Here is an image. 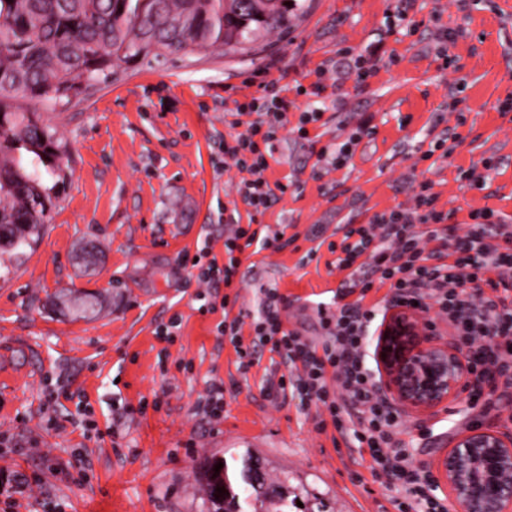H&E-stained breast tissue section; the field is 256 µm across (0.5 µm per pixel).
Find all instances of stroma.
I'll return each mask as SVG.
<instances>
[{
    "label": "stroma",
    "mask_w": 512,
    "mask_h": 512,
    "mask_svg": "<svg viewBox=\"0 0 512 512\" xmlns=\"http://www.w3.org/2000/svg\"><path fill=\"white\" fill-rule=\"evenodd\" d=\"M299 2L289 30L246 49L131 64L44 113L63 140L66 178L39 240L0 254V483L18 471L38 480L16 512H205L216 459L237 486L245 464L266 475L265 501L241 502L242 512H276L287 491L305 512H398L353 435L317 430L315 408L261 394L278 354L263 351L240 373L216 326L258 311L274 288L285 328L321 343V313L335 311L344 278L330 243L343 224L412 208L420 184L448 226L484 209L512 225V112L499 110L512 100V0ZM372 52L378 71L358 79L355 58ZM271 83L288 127L266 177L291 186L262 221L290 242L246 248L237 307L204 312L180 256L206 247L223 258L241 179L223 167L224 145L243 131L239 109ZM307 112L319 118L301 138L293 129ZM348 140L351 159L333 168L331 152ZM86 242L102 251L88 270L75 260ZM64 289L102 296L101 312L54 311ZM173 317L174 336L156 335ZM219 383L214 420L206 398ZM61 387L68 398L47 403ZM402 418L406 456L427 467L472 425L512 432V389ZM108 426L114 437L99 438Z\"/></svg>",
    "instance_id": "35a3bbf8"
}]
</instances>
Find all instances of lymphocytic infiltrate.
Segmentation results:
<instances>
[{
	"label": "lymphocytic infiltrate",
	"instance_id": "lymphocytic-infiltrate-1",
	"mask_svg": "<svg viewBox=\"0 0 512 512\" xmlns=\"http://www.w3.org/2000/svg\"><path fill=\"white\" fill-rule=\"evenodd\" d=\"M278 87L252 99L253 119L245 133L225 144L224 158L242 174L237 193L250 219L264 215L287 192L285 184L271 186L261 143L275 139L288 120ZM428 184H421L411 211L393 210L374 215L368 223L344 225L337 269L347 271L342 283L346 303L322 321L328 339L316 346L296 332L285 330L284 299L267 289L265 300L251 322L242 317L221 321L218 335L227 337L239 359L240 370L261 360L259 349L270 346L288 364L290 374H268L261 392L266 397L297 399L300 407L320 404L331 415L339 434L354 433L360 447L373 459V475L384 476L413 512H448L433 496L429 473L412 465L402 453L404 423L381 395L364 366L363 342L375 317L374 310L354 301L368 292L372 276L390 284L387 305L435 310L451 336L465 349L478 388L512 387V225L495 213H474L473 224L460 234L449 233L447 214L437 211ZM427 225V233L416 225ZM223 260L190 261L199 287H232L244 244L261 241L263 247H282L283 233L262 236L260 230L239 223L226 225ZM251 327V343H243V327Z\"/></svg>",
	"mask_w": 512,
	"mask_h": 512
}]
</instances>
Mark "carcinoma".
Returning <instances> with one entry per match:
<instances>
[{"instance_id":"cac0c4a2","label":"carcinoma","mask_w":512,"mask_h":512,"mask_svg":"<svg viewBox=\"0 0 512 512\" xmlns=\"http://www.w3.org/2000/svg\"><path fill=\"white\" fill-rule=\"evenodd\" d=\"M286 29V0H0V249L39 237L63 182L55 166L61 143L42 122V107L68 106L85 80L106 78L122 64ZM25 154L53 167V184L23 165ZM97 306L77 298L66 308L85 317ZM238 498L226 468L212 473L208 512H233Z\"/></svg>"}]
</instances>
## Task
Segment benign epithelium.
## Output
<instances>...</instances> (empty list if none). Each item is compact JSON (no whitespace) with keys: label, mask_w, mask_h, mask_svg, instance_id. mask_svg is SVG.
<instances>
[{"label":"benign epithelium","mask_w":512,"mask_h":512,"mask_svg":"<svg viewBox=\"0 0 512 512\" xmlns=\"http://www.w3.org/2000/svg\"><path fill=\"white\" fill-rule=\"evenodd\" d=\"M381 389L401 406L433 410L461 397L471 380L466 354L412 312L395 309L376 336ZM454 512H512V433L475 425L433 462Z\"/></svg>","instance_id":"7a95c632"}]
</instances>
